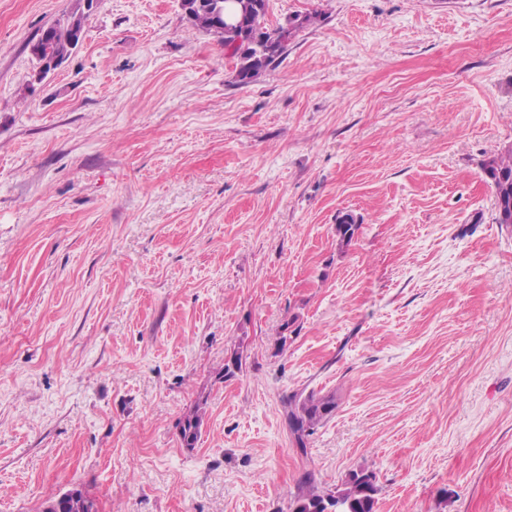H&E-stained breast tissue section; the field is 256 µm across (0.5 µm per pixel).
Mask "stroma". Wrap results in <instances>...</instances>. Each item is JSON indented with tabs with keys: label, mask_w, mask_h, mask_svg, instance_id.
<instances>
[{
	"label": "stroma",
	"mask_w": 512,
	"mask_h": 512,
	"mask_svg": "<svg viewBox=\"0 0 512 512\" xmlns=\"http://www.w3.org/2000/svg\"><path fill=\"white\" fill-rule=\"evenodd\" d=\"M74 3L0 0V512H292L359 469L378 512H512V0H267L308 23L246 85L179 0H98L35 80ZM301 390L337 402L304 451ZM68 16L71 24H51L41 30L40 35L30 46L33 57L40 54L41 57L56 59L63 63L71 55L72 50L78 45L76 32L78 31L82 38L87 16L85 17L83 12H72ZM487 182L493 188L497 208V223L512 224L503 218L512 217V149L493 155L482 164ZM203 405L204 403L195 404L180 423L179 435L182 444L186 448L195 447L201 435L205 415ZM79 491H83L79 487H72L70 490H68L66 493L60 495L57 499L67 498L70 496L76 495ZM57 499H51L46 502L44 508L46 506L49 507V511H43V512H95L92 511V508L94 506V500L88 496L86 492H84L83 495L80 496L77 500H71L69 502H63L60 501L57 503V506H55L53 503L57 501Z\"/></svg>",
	"instance_id": "stroma-1"
}]
</instances>
